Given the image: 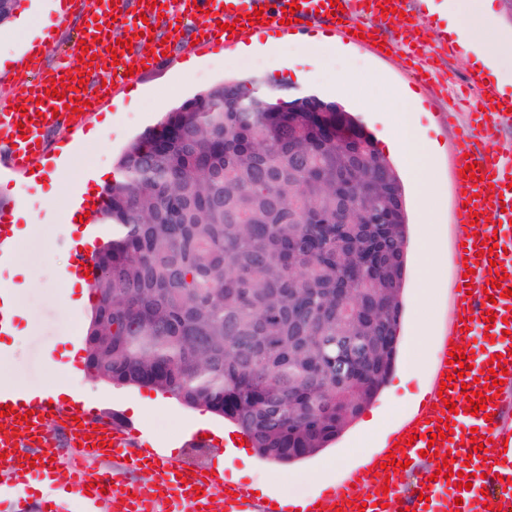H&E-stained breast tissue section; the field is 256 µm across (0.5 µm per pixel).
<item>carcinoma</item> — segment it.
Masks as SVG:
<instances>
[{"instance_id": "obj_1", "label": "carcinoma", "mask_w": 512, "mask_h": 512, "mask_svg": "<svg viewBox=\"0 0 512 512\" xmlns=\"http://www.w3.org/2000/svg\"><path fill=\"white\" fill-rule=\"evenodd\" d=\"M100 199L93 379L205 409L283 465L328 448L385 386L404 190L339 103L216 84L129 141Z\"/></svg>"}]
</instances>
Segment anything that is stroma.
I'll use <instances>...</instances> for the list:
<instances>
[{
	"label": "stroma",
	"mask_w": 512,
	"mask_h": 512,
	"mask_svg": "<svg viewBox=\"0 0 512 512\" xmlns=\"http://www.w3.org/2000/svg\"><path fill=\"white\" fill-rule=\"evenodd\" d=\"M436 29L425 25L419 31L421 57L429 73L428 83H418L401 43H394L390 54L377 51L371 41L350 42L348 57L332 58L307 80L297 79L291 69L275 68L273 60L235 54L232 46L213 44L202 50H189L167 57L156 66L139 71L133 82L121 83L111 96L102 99L77 131L58 130L50 134L51 156H58L59 146L79 143L81 156L97 167L115 168L116 159L127 142L155 125L163 113L176 107L178 100L193 97L201 90L227 81L258 76L265 91L288 90L294 96L316 94L358 111L361 123L376 142L389 135L385 115L392 109L389 87H401L418 96L424 107L419 115L427 136L437 145L434 154L438 178L447 204L440 217V236L436 244L439 274L435 283L433 343H440L450 332L453 311L451 284L454 276L456 216L452 201L455 176L452 159L458 147L459 123L465 122L473 104L474 92L466 78L471 72V58L464 53L449 54L447 48L433 47ZM372 71L384 82L377 85L365 80L346 84L343 89L330 87L333 70ZM455 113L456 124L444 121L445 113ZM114 116L111 130L101 139L88 134ZM78 170L61 174L53 188V201L42 204L35 187L29 186L28 174L0 176V203L15 202L18 191H25L33 204L41 205L40 221L20 246L16 260L23 264L37 282L35 288L19 292L20 336L11 342L0 378L31 391L62 385L98 408L118 413L139 422L151 436L168 447L178 449L188 464L203 465L223 451L222 440L230 425L224 419L202 409H187L170 395L151 393L147 388H120L92 379L89 374L72 375L50 368L47 353H62L72 341H83L90 320V310L74 312L67 302V290L59 279V268L69 248L62 214ZM403 308L398 336L395 367L375 400L360 417L319 455L291 465H282L258 457L253 448L233 458L229 477L249 485L276 484L292 494L311 492V475L323 466H331L332 480H342L363 459L382 453L386 435L405 424L421 405L435 380L437 354L429 352L418 366L414 379H407L405 366L414 341L413 306L418 292L414 248L406 250ZM210 428L214 440L202 447L187 446L188 434L198 427Z\"/></svg>",
	"instance_id": "35a3bbf8"
}]
</instances>
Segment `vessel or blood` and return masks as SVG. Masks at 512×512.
Instances as JSON below:
<instances>
[{
	"mask_svg": "<svg viewBox=\"0 0 512 512\" xmlns=\"http://www.w3.org/2000/svg\"><path fill=\"white\" fill-rule=\"evenodd\" d=\"M296 3V18L303 22L338 27L339 31L382 29L386 20L383 7L406 13L408 32H415L423 18L411 9L409 0H339L341 16L331 13L330 0H80L78 10L107 25L113 38L131 40L133 49L108 61L97 41L99 32L87 25L88 50L74 49L51 71L28 69L22 82L24 93L18 107L0 108V154L11 169L22 171L48 150L50 131L67 127L72 115H87L88 106L110 96V81H123L128 67L153 65L163 52L171 51L184 36L209 42L218 31L217 14L227 11L236 18L235 37L255 31L247 19L254 9H262L268 28L279 31L283 7ZM93 60H85V53ZM63 80L65 98L52 96L49 87ZM85 91H78V84ZM468 83L479 91L478 106L469 112L460 130L457 168L475 162V176L457 178V232L455 257L461 262L454 280L455 317L450 334L463 353L469 354L471 369L465 370L464 388L430 389L420 411L392 432L389 442L401 434L414 436L406 447L408 461L421 468L413 488L403 486L401 471L375 470L366 463L346 480L320 495L321 506L291 505L279 495L268 499L253 496L250 489L230 486L217 464L190 467L163 447L149 444L133 423L119 424L112 417L89 407L84 401L66 403L48 398H30L28 391L0 387V410L12 406V415L0 413V512H208L211 502L222 505V512H448L449 495H458L460 512H512V415L506 399L512 395V297L504 298L502 288L512 289V162L485 149L484 142L503 129L512 127V111L500 104L496 90L472 74ZM10 211H0V268L8 265L17 252L18 227ZM493 246L492 255L481 253L483 245ZM501 287H494V280ZM470 285L471 296H464L462 285ZM495 302H488V295ZM495 312L494 325H487V312ZM509 373L503 387L482 386L476 378L488 370L493 355ZM483 392L489 402L487 416H474L468 410L465 390ZM455 410H448V402ZM448 420L449 439L428 443L429 423ZM488 437L490 447L473 451L472 433ZM72 443H89L92 456L108 459L111 469L88 477L80 462L56 459L59 437ZM451 454V477H437L444 454ZM148 462L152 465L149 482L132 484L126 468ZM469 469L471 489H459L457 473ZM64 481L68 500L56 496V481Z\"/></svg>",
	"mask_w": 512,
	"mask_h": 512,
	"instance_id": "b4317fda",
	"label": "vessel or blood"
}]
</instances>
